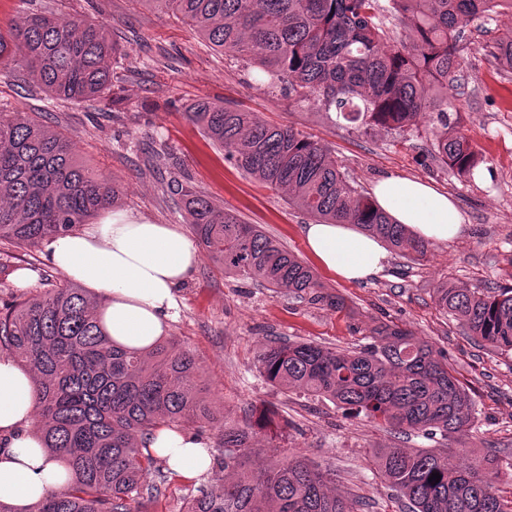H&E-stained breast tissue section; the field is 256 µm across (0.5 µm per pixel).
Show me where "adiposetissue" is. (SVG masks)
<instances>
[{
	"label": "adipose tissue",
	"mask_w": 512,
	"mask_h": 512,
	"mask_svg": "<svg viewBox=\"0 0 512 512\" xmlns=\"http://www.w3.org/2000/svg\"><path fill=\"white\" fill-rule=\"evenodd\" d=\"M372 202L392 223L417 238L446 243L459 237L465 219L454 200L425 181L387 175L372 189ZM310 253L327 270L352 282L377 277L390 261L382 238L353 224L304 225ZM53 267L103 300L100 310L112 340L144 349L166 335L180 315L176 290L199 262L196 242L173 224H152L115 212L98 223L45 241ZM38 383L13 355H0V501L24 508L72 482L62 461L36 436ZM147 445L186 479L208 474L204 440L169 428Z\"/></svg>",
	"instance_id": "obj_1"
}]
</instances>
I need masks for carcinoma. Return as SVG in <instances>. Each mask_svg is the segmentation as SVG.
<instances>
[{"label":"carcinoma","mask_w":512,"mask_h":512,"mask_svg":"<svg viewBox=\"0 0 512 512\" xmlns=\"http://www.w3.org/2000/svg\"><path fill=\"white\" fill-rule=\"evenodd\" d=\"M173 12L214 47L259 66L270 83L333 111L355 128L411 129L431 116L434 159L458 177L483 162L448 115L458 87L464 24L512 0H144ZM413 32L410 45L390 41L386 15ZM119 47L103 23L78 14L31 13L0 29V67L18 65L60 103L97 102L111 92L110 60ZM495 55L512 73V38ZM188 119L224 157L254 180L286 190L315 221L356 224L412 260L429 243L393 224L358 191L329 149L289 127L221 102L192 104ZM200 246L224 271L275 293L339 308L314 271L256 224L216 205L204 192L176 184ZM122 188L101 179L74 154L70 139L21 112L0 111V242L36 248L73 232L120 199ZM440 305L475 342L512 351V288L485 296L436 288ZM102 300L79 285L0 298V353L14 355L36 377L37 431L59 454L73 484L27 512H132L144 496L162 494L163 470L143 439L160 427L218 430L213 467L224 472L184 512H354L333 494V475L290 452L255 471L251 423L228 424L201 396L194 355L172 339L146 350L112 342L99 317ZM372 342L340 352L312 342H272L259 358L271 383L332 402L399 433L423 431L441 448H382L373 453L381 482L407 512H512L499 493L501 458L491 449L457 466L448 442L468 433L473 400L447 358L411 332L380 323ZM441 479L429 480L433 473Z\"/></svg>","instance_id":"carcinoma-1"}]
</instances>
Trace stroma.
<instances>
[{
  "label": "stroma",
  "mask_w": 512,
  "mask_h": 512,
  "mask_svg": "<svg viewBox=\"0 0 512 512\" xmlns=\"http://www.w3.org/2000/svg\"><path fill=\"white\" fill-rule=\"evenodd\" d=\"M58 10L105 23L123 50L112 63L110 112L86 103L48 100L34 84L0 74V110L35 115L72 141L80 160L120 184L117 211L154 224H185L179 198L168 187L183 173L216 203L244 222L257 224L303 262L311 256L302 228L309 216L290 204L283 190L262 186L225 160L185 115L200 99L255 112L274 125L290 126L320 140L344 166L355 187L370 192L382 176L419 178L453 197L464 215L463 234L431 245L424 262L394 254L385 270L363 283L340 280L318 269L342 308L311 305L276 294L250 279L224 273L208 255L179 288L180 316L168 336L190 350L210 398L229 423L265 420L254 441L252 461L269 464L283 454L307 456L336 476V494L363 502L366 512H405L403 502L376 478L371 453L377 448H429L423 433L396 434L345 414L331 402L286 392L258 369L262 348L272 341H312L351 350L369 341L376 322L397 324L441 351L468 389L476 407L465 447L495 446L512 459V353L501 354L466 336L440 307L443 284L493 296L512 286V74L501 70L488 48L512 37V11L471 20L465 28L461 86L452 100L461 131L481 153L473 176L460 178L432 158L428 116L416 133L379 129L359 132L311 103L268 83L253 64L209 46L174 14L144 0H0V25L31 12ZM197 480L170 476L158 499L140 512H181Z\"/></svg>",
  "instance_id": "35a3bbf8"
}]
</instances>
